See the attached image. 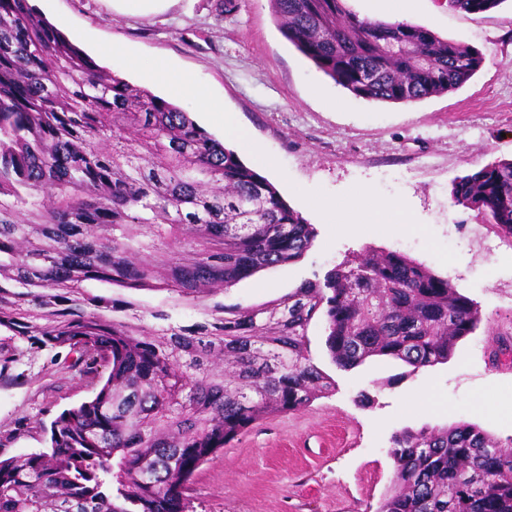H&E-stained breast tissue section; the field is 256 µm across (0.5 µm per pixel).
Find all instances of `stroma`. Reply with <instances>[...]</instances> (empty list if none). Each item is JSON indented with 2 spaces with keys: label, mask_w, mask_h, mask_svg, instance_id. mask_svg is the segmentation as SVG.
<instances>
[{
  "label": "stroma",
  "mask_w": 512,
  "mask_h": 512,
  "mask_svg": "<svg viewBox=\"0 0 512 512\" xmlns=\"http://www.w3.org/2000/svg\"><path fill=\"white\" fill-rule=\"evenodd\" d=\"M412 3L408 22L475 48L483 64L451 92L384 103L356 98L320 71L281 35L268 0H234L229 10L224 0H175L139 16L114 14L104 0H29L98 66L156 95L163 88L98 47L119 44L192 74L275 158L264 176L313 224L315 239L300 260L236 284L225 303L274 299L373 247L423 263L482 315L447 363L417 372L378 358L338 370L313 323L312 355L335 392L257 422L209 456L188 485L192 512H376L395 469L396 431L467 422L512 439V354L496 365L488 358L497 333L512 332V242L451 199L458 177L512 158V0L481 13ZM362 189L379 202L405 201L418 228L368 224L349 237L313 206ZM94 392L92 380L60 365L0 387V432L10 437L0 455L47 449L55 417Z\"/></svg>",
  "instance_id": "stroma-1"
}]
</instances>
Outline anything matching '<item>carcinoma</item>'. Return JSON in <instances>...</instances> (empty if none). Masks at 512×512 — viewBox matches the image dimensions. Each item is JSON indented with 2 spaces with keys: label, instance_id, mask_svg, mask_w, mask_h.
Wrapping results in <instances>:
<instances>
[{
  "label": "carcinoma",
  "instance_id": "1",
  "mask_svg": "<svg viewBox=\"0 0 512 512\" xmlns=\"http://www.w3.org/2000/svg\"><path fill=\"white\" fill-rule=\"evenodd\" d=\"M289 43L353 96L412 103L464 84L482 54L346 0H269ZM504 0H448L483 12ZM454 203L512 238V160L458 178ZM315 238L276 188L179 106L111 73L28 0H0V386L42 353L108 376L51 422L50 447L0 458V512H184L196 468L258 421L336 390L339 370L447 362L482 321L449 280L367 249L275 299L215 300L301 259ZM95 281L167 292L162 308ZM180 307L204 320L174 324ZM157 320L149 324L148 318ZM377 512H512V449L478 426L405 427Z\"/></svg>",
  "mask_w": 512,
  "mask_h": 512
}]
</instances>
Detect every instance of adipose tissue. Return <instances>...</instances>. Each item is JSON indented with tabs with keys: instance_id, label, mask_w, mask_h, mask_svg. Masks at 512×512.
<instances>
[{
	"instance_id": "1",
	"label": "adipose tissue",
	"mask_w": 512,
	"mask_h": 512,
	"mask_svg": "<svg viewBox=\"0 0 512 512\" xmlns=\"http://www.w3.org/2000/svg\"><path fill=\"white\" fill-rule=\"evenodd\" d=\"M128 62L132 67L165 86L172 94L191 99L207 111L225 130H228L238 156L264 168L272 167V159L259 153L252 137L235 126L232 117L225 113L223 105L217 102L209 90L192 74L174 70L161 59H142L132 56L129 57ZM315 207L328 221L337 220L339 213H346L348 221L345 230L349 233L359 232L362 225L369 223L409 226L416 223L415 216L407 210L403 202L374 201L365 189L341 203L328 199L317 200Z\"/></svg>"
}]
</instances>
